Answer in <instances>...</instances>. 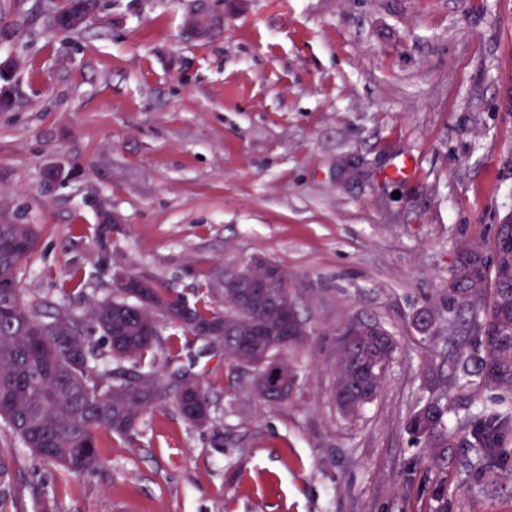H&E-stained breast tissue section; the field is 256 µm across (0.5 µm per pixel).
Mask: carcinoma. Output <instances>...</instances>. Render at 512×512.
I'll return each instance as SVG.
<instances>
[{
	"label": "carcinoma",
	"instance_id": "1",
	"mask_svg": "<svg viewBox=\"0 0 512 512\" xmlns=\"http://www.w3.org/2000/svg\"><path fill=\"white\" fill-rule=\"evenodd\" d=\"M98 0H66L48 17V24L69 31L65 18L73 11L91 15ZM512 217L499 224L491 254L482 262L468 254V241L457 247L448 286L453 301L472 314L475 340L458 351L460 376L503 393H512V248L503 251V230ZM37 226L15 224L0 216V422L12 437L40 462L61 468L71 477L93 473L103 466L99 435L107 432L131 439L144 417L163 404L167 391L160 381L156 351L168 345L161 331L144 335L147 309L137 297L139 289L117 286L103 299L84 300L85 311L73 308L72 298L82 294V274L75 270L68 284L48 303L30 302L17 280L19 267L36 247ZM144 289L164 319L182 336L224 345L233 359L238 342L249 335L252 321L263 309L239 318L222 336H202L196 326L234 317L236 289H225L224 308L214 281L196 283L190 293L177 292L160 281L146 278ZM390 333L378 322L347 327L341 340L340 389L334 395L341 412L355 417L381 390L396 347L383 338ZM174 405L186 420L202 424L210 417L209 404L199 385L182 383ZM443 409L429 403L413 414L409 425L419 437L435 435ZM512 433V414L481 412L464 443L498 448ZM17 449L0 447V512H25L16 487Z\"/></svg>",
	"mask_w": 512,
	"mask_h": 512
}]
</instances>
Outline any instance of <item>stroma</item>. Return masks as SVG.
<instances>
[{"label":"stroma","instance_id":"1","mask_svg":"<svg viewBox=\"0 0 512 512\" xmlns=\"http://www.w3.org/2000/svg\"><path fill=\"white\" fill-rule=\"evenodd\" d=\"M63 4L0 0V210L38 227L28 299L77 268L100 299L118 271L181 290L260 256L288 271L310 335L277 404L181 338L209 423L157 408L134 439L101 433L105 465L80 478L20 452L27 512L52 492L58 512H512V437L489 454L460 440L512 397L461 388L475 333L448 295L459 241L512 215V0H100L48 29ZM362 321L397 351L348 418L337 346ZM436 398L441 448L409 428Z\"/></svg>","mask_w":512,"mask_h":512}]
</instances>
